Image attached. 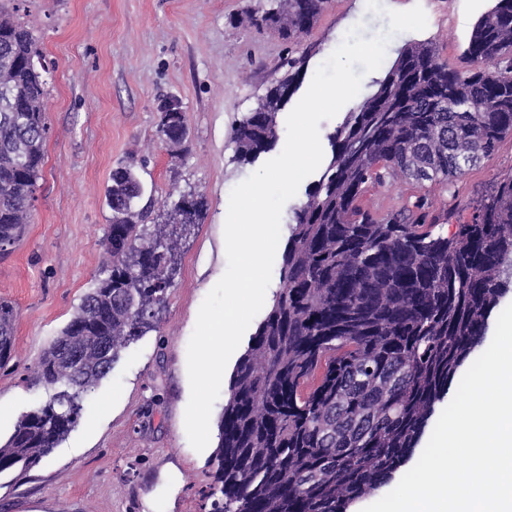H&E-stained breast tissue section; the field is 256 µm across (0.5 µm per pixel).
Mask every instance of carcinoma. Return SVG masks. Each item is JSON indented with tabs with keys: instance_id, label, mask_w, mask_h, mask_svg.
I'll list each match as a JSON object with an SVG mask.
<instances>
[{
	"instance_id": "obj_1",
	"label": "carcinoma",
	"mask_w": 512,
	"mask_h": 512,
	"mask_svg": "<svg viewBox=\"0 0 512 512\" xmlns=\"http://www.w3.org/2000/svg\"><path fill=\"white\" fill-rule=\"evenodd\" d=\"M327 0H285L239 25L292 44ZM21 0H0V258L26 225L45 164L47 69ZM466 55L448 68L435 47H405L377 89L329 136L331 157L288 218L281 287L230 377L203 492L209 512H347L389 484L413 453L488 318L512 285V177L494 182L450 238L419 199L382 217L359 205L370 185L402 178L447 185L512 133V0H495ZM301 58L236 123L234 160L276 141V117ZM157 132L186 141L183 112L157 111ZM102 272L49 342L32 384L46 399L0 444V475L21 478L77 426L85 398L120 354L157 328L173 285V237L147 228L133 164L112 170ZM205 199L175 204L168 224H198ZM18 312L0 300V370L14 359Z\"/></svg>"
}]
</instances>
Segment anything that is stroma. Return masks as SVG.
<instances>
[{"label":"stroma","mask_w":512,"mask_h":512,"mask_svg":"<svg viewBox=\"0 0 512 512\" xmlns=\"http://www.w3.org/2000/svg\"><path fill=\"white\" fill-rule=\"evenodd\" d=\"M329 0L313 29L291 46L268 30L236 26L237 16L265 0H26L22 17L39 39L48 73L46 160L32 222L0 259V299L18 311L15 358L0 371V438L45 395L29 377L75 311L101 265L98 243L110 217L106 189L118 164H139L152 214L187 193L203 196L202 223L180 239L179 269L159 326L123 352L92 390L77 427L23 478H0V512H206L202 492L217 446L195 451L185 430L190 399L187 348L199 308L227 268L224 226L232 189L277 157L287 111L277 115V146L257 162L233 160L236 120L286 70V56H305L291 103L316 69L360 27L385 32L387 11L421 5L427 26L391 35L382 69L364 75L356 99L322 121L321 138L338 129L399 51L432 44L449 67L466 70L464 52L494 0ZM178 97L189 131L185 150L157 134L156 106ZM512 176V134L488 159L448 186L404 180L368 188L363 208L375 215L425 197L431 214L450 211L442 234L466 223L482 193Z\"/></svg>","instance_id":"obj_1"}]
</instances>
